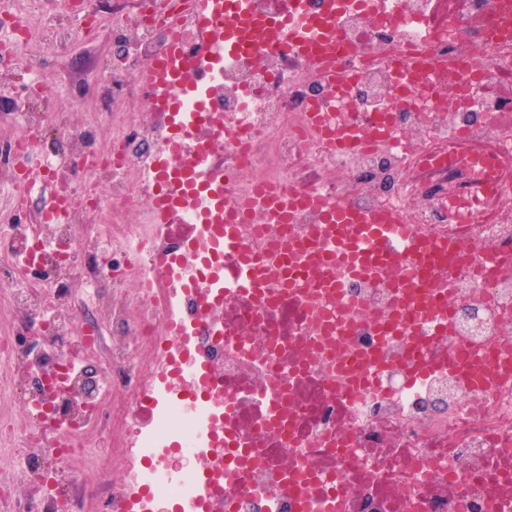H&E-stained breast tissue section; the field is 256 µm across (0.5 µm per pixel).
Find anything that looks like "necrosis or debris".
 <instances>
[{
	"label": "necrosis or debris",
	"mask_w": 512,
	"mask_h": 512,
	"mask_svg": "<svg viewBox=\"0 0 512 512\" xmlns=\"http://www.w3.org/2000/svg\"><path fill=\"white\" fill-rule=\"evenodd\" d=\"M194 6L88 0L81 13L72 0H0V53L24 73L0 84L11 103L0 124L14 128L0 151V512H157L193 497L199 512H512V364L499 358L512 348V186L495 188L484 165L512 148L498 0H302L288 24L330 23L337 64L355 71L342 97L287 48L227 53L198 72L200 94L180 98L195 126L172 157L178 112L151 108L141 75L173 39L185 64L207 57ZM107 28L111 50L71 81L107 75L111 93L74 97L81 121L50 123L43 70ZM420 52L446 100L398 82L397 63ZM313 105L338 128L379 122L382 134L366 152H333L306 119ZM167 158L244 203L262 185L313 191L454 240L457 268L437 299L449 338H381L397 309L390 283L345 278L340 303L294 297L275 277L265 296L237 290L223 226L156 209ZM34 163L48 193L31 212L19 173ZM60 193L72 209L45 221ZM316 220L244 224L238 240L257 253ZM339 319L351 351L386 360L358 396L323 334ZM460 340L485 360L451 363ZM413 356L427 373L409 384ZM16 404L24 416H11ZM105 433L131 470L113 488L92 453Z\"/></svg>",
	"instance_id": "necrosis-or-debris-1"
}]
</instances>
